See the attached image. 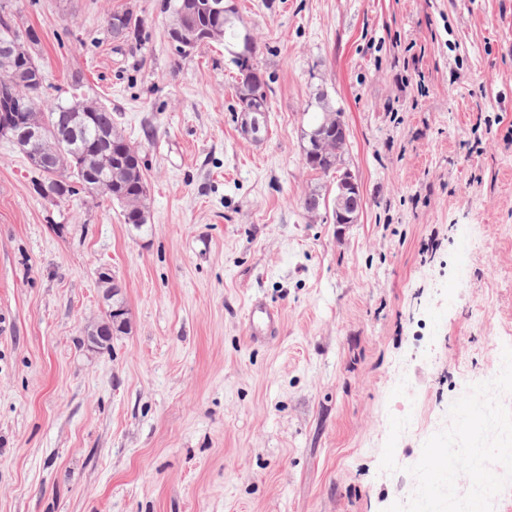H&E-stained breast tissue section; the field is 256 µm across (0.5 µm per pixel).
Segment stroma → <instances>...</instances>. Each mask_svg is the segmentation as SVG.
I'll list each match as a JSON object with an SVG mask.
<instances>
[{"instance_id": "1", "label": "stroma", "mask_w": 512, "mask_h": 512, "mask_svg": "<svg viewBox=\"0 0 512 512\" xmlns=\"http://www.w3.org/2000/svg\"><path fill=\"white\" fill-rule=\"evenodd\" d=\"M237 3L268 84L258 143L223 46L177 56L164 0H10L49 98L82 79L140 149L149 218L41 195L0 138V512H385L464 376L512 345V0ZM117 10L139 38H112ZM320 90L354 224L303 209L336 189L301 149ZM103 267L129 326L97 353ZM257 301L280 314L265 339ZM249 328L253 336L265 333L275 321V313L271 309L255 304L249 313Z\"/></svg>"}]
</instances>
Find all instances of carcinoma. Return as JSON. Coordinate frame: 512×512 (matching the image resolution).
Instances as JSON below:
<instances>
[{
	"instance_id": "1",
	"label": "carcinoma",
	"mask_w": 512,
	"mask_h": 512,
	"mask_svg": "<svg viewBox=\"0 0 512 512\" xmlns=\"http://www.w3.org/2000/svg\"><path fill=\"white\" fill-rule=\"evenodd\" d=\"M171 21L168 38L175 52L187 56L203 45L222 43L235 51L230 62L238 72L235 97L242 112H255L261 126L267 127L270 103L264 83L258 77L257 47L238 53L236 36L247 31L236 7L215 17L208 0H169ZM10 16L7 3L0 0V113L11 112L10 91L31 96L29 108L17 113L19 123L42 125L45 136L25 145L22 153L35 155L42 161L35 168L43 178V193L65 199L82 191L90 198H106L122 209L124 223L140 229L147 223L145 200L148 186L141 168L139 149L129 143L117 129L112 110L98 102L72 98L65 102L43 97L44 85L9 87L6 82L24 77L30 60L37 59L32 45L35 34L6 20ZM126 19L127 34H136L143 23L130 11H115L106 19V26L118 17ZM317 117L312 126H324L321 143H308L305 148L306 166L323 177L344 170L348 152L346 137L336 129L344 123L342 111L332 109L327 94L314 98Z\"/></svg>"
}]
</instances>
